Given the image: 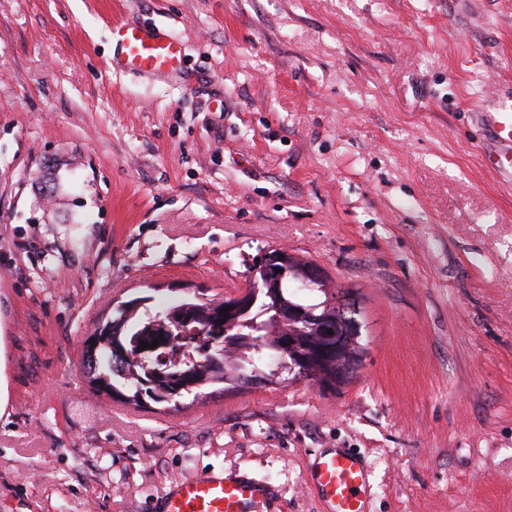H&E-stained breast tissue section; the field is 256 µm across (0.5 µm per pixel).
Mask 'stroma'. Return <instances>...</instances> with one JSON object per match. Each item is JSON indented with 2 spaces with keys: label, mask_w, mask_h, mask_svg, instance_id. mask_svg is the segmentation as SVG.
<instances>
[{
  "label": "stroma",
  "mask_w": 512,
  "mask_h": 512,
  "mask_svg": "<svg viewBox=\"0 0 512 512\" xmlns=\"http://www.w3.org/2000/svg\"><path fill=\"white\" fill-rule=\"evenodd\" d=\"M118 22L182 67L122 68ZM506 81L512 0H0V512H154L210 470L322 512L336 448L368 512H512V184L474 118ZM277 247L356 298L350 381L93 393L121 302L221 300ZM314 480L324 512H367L370 486L365 467L355 453L338 450L320 456Z\"/></svg>",
  "instance_id": "obj_1"
}]
</instances>
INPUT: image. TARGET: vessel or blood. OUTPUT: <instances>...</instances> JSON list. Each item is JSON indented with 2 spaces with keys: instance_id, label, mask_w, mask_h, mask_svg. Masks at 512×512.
<instances>
[{
  "instance_id": "b4317fda",
  "label": "vessel or blood",
  "mask_w": 512,
  "mask_h": 512,
  "mask_svg": "<svg viewBox=\"0 0 512 512\" xmlns=\"http://www.w3.org/2000/svg\"><path fill=\"white\" fill-rule=\"evenodd\" d=\"M113 36L122 49L124 67L144 74L175 69L180 62L179 41L158 28L114 25ZM476 118L495 147L487 160L503 181L512 182V91L479 104ZM315 489L324 512H367L370 488L365 467L355 453L339 450L320 456L314 468ZM265 497L262 484L244 477L200 474L173 480L162 512H247Z\"/></svg>"
}]
</instances>
